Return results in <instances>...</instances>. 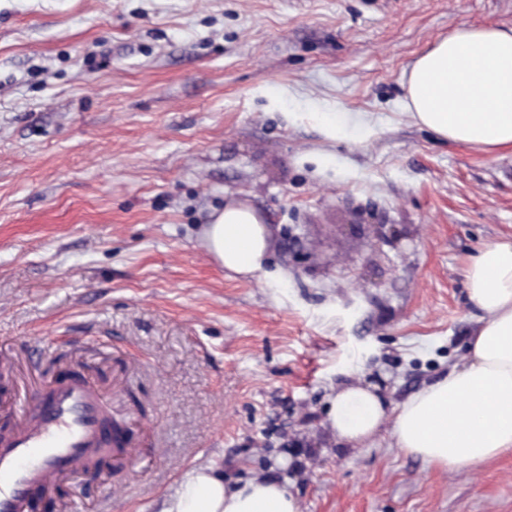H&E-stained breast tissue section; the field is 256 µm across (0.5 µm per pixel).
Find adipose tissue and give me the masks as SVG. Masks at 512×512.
<instances>
[{
  "mask_svg": "<svg viewBox=\"0 0 512 512\" xmlns=\"http://www.w3.org/2000/svg\"><path fill=\"white\" fill-rule=\"evenodd\" d=\"M412 117L437 136L493 152L512 146V28L461 25L414 63L406 85ZM203 237L226 271L249 276L269 251L268 224L231 200ZM483 313L465 361L388 413L377 390L349 384L330 403L337 438L364 444L390 427L397 448L442 468L476 465L512 448V240L478 249L465 269ZM287 485L249 479L233 487L212 469L188 472L159 512H299Z\"/></svg>",
  "mask_w": 512,
  "mask_h": 512,
  "instance_id": "ef3b65f1",
  "label": "adipose tissue"
}]
</instances>
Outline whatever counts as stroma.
I'll return each mask as SVG.
<instances>
[{"label": "stroma", "mask_w": 512, "mask_h": 512, "mask_svg": "<svg viewBox=\"0 0 512 512\" xmlns=\"http://www.w3.org/2000/svg\"><path fill=\"white\" fill-rule=\"evenodd\" d=\"M463 23L512 0H0V421L83 366L129 432L66 512H158L200 465L300 512H512V449L439 469L327 423L344 385L394 412L461 364L464 268L512 239V147L407 108ZM229 200L271 228L251 276L203 245Z\"/></svg>", "instance_id": "35a3bbf8"}]
</instances>
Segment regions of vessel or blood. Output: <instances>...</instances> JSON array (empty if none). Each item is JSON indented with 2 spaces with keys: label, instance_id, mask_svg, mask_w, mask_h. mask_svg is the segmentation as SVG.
Here are the masks:
<instances>
[{
  "label": "vessel or blood",
  "instance_id": "vessel-or-blood-1",
  "mask_svg": "<svg viewBox=\"0 0 512 512\" xmlns=\"http://www.w3.org/2000/svg\"><path fill=\"white\" fill-rule=\"evenodd\" d=\"M105 407L88 381L54 388L37 419L0 436V512H27L29 492L83 470L102 439Z\"/></svg>",
  "mask_w": 512,
  "mask_h": 512
}]
</instances>
